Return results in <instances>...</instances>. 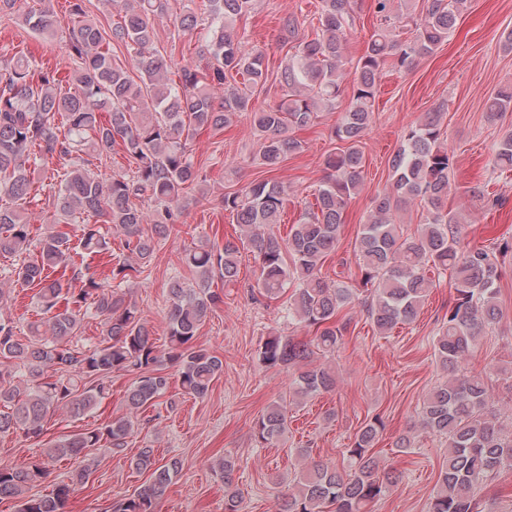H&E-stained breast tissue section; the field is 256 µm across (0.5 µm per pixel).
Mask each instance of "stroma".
Here are the masks:
<instances>
[{"instance_id":"35a3bbf8","label":"stroma","mask_w":512,"mask_h":512,"mask_svg":"<svg viewBox=\"0 0 512 512\" xmlns=\"http://www.w3.org/2000/svg\"><path fill=\"white\" fill-rule=\"evenodd\" d=\"M51 4L56 38H42L22 18L4 16L0 18V56L25 51L37 66L55 70L65 81L76 68L65 47L74 22L67 0H51ZM186 4L200 14L207 2L169 0L168 13L156 26V46L168 54L173 68L186 64L202 68L206 61L200 54V32L183 33L174 24ZM321 9L322 0H254L251 12L237 20L235 28L247 47L263 51L270 75L266 87L254 89V105L281 98L275 76L289 53L277 39L281 19L297 17L301 33L307 35L316 26ZM507 29H512V0H469L456 31L434 53L420 58L410 71L383 70L372 119L361 140L363 186L346 208L335 254L323 263L321 272L327 280L358 287L357 235L373 199L392 182L391 160L405 132L426 112L443 114L444 139L453 156L448 205L465 218L467 240L475 246L512 240V175L499 174L492 167L494 145L512 131V113L498 121L489 120L486 113L490 93L501 84L512 83V52L500 45ZM350 101L345 94L335 108H321L315 125L297 133L301 151L288 156L273 172L258 160L259 143L249 114H241L223 129L199 132L191 156L210 192L203 196L187 191L179 223L159 240L150 264L127 284L133 302L153 328L156 346L166 343L171 280L193 279L182 262L185 250L223 243L238 229L234 215L221 207V196L267 178L283 183L288 201L278 232L288 235L292 224L314 203L312 193L324 176L323 159L338 145L331 130ZM475 186L483 187V196L472 195ZM493 196L502 197L503 205L488 207L486 200ZM500 263L502 319L486 329L466 366L485 372L500 419L507 422L512 420V378L501 368L512 365V252ZM258 277L259 268L246 251L234 286L223 287L218 280L213 283L214 290L223 291V301L202 324L198 343L222 358L224 372L208 395L196 399L171 385L159 405L147 408L150 423L134 430L123 454L98 450L93 473L76 488L65 512H114L117 502L149 481L148 474L130 465L142 448L154 449L160 459L179 458L182 464L158 500L157 512H224V481L214 466L227 455L237 464L240 512H277L281 494L297 476L296 449H311L314 460L341 466L343 452L356 432L376 417L384 421L385 430L375 451L401 471L402 478L376 503L375 512H428L445 444L417 423L425 396L444 375L432 339L454 299L448 278L437 280L414 323L397 326L386 335L374 330L360 306L345 307L341 316L349 320L350 328L333 362L335 389L294 408L287 433L262 448L254 441V424L271 403L287 394L291 377L287 370L262 364L258 348L267 336L293 334L297 328L284 316V299H252ZM134 380L131 374H113L111 395L93 413L78 419L60 411L50 415L45 439L91 430L124 414L125 393ZM408 433L415 437L413 452H397L396 438ZM44 441L19 432L0 435V463L21 466L44 460L50 475L37 486L40 494L66 479L72 469L70 460L45 459Z\"/></svg>"}]
</instances>
